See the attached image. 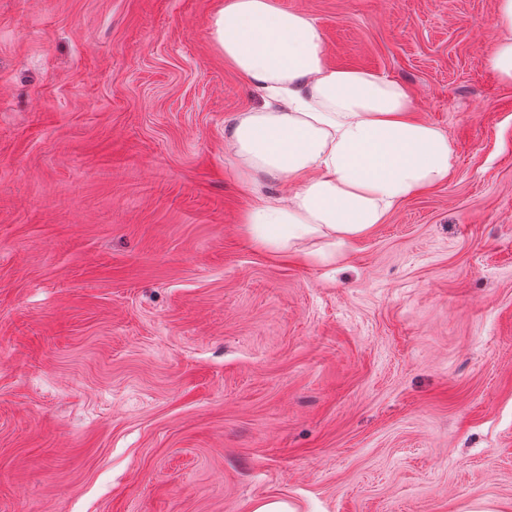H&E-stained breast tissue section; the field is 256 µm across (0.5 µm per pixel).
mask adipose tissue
Returning a JSON list of instances; mask_svg holds the SVG:
<instances>
[{
    "label": "adipose tissue",
    "instance_id": "adipose-tissue-1",
    "mask_svg": "<svg viewBox=\"0 0 512 512\" xmlns=\"http://www.w3.org/2000/svg\"><path fill=\"white\" fill-rule=\"evenodd\" d=\"M494 24L501 36L488 64L512 83V0H495ZM211 36L262 99L224 131L242 182L293 187L245 214L256 247L290 254L320 239L311 258L335 262L338 249L385 223L400 203L447 182V135L414 117L400 83L329 65L322 34L304 13L272 0H224Z\"/></svg>",
    "mask_w": 512,
    "mask_h": 512
}]
</instances>
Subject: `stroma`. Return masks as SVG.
Wrapping results in <instances>:
<instances>
[{"mask_svg":"<svg viewBox=\"0 0 512 512\" xmlns=\"http://www.w3.org/2000/svg\"><path fill=\"white\" fill-rule=\"evenodd\" d=\"M221 2L0 0V512H512L495 0H275L455 157L332 268L247 235Z\"/></svg>","mask_w":512,"mask_h":512,"instance_id":"obj_1","label":"stroma"}]
</instances>
